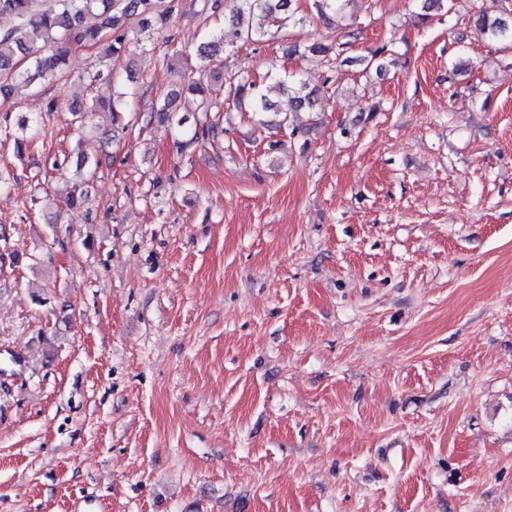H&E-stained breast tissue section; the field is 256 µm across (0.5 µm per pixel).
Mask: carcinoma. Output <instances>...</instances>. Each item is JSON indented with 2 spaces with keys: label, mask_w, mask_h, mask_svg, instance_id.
Returning <instances> with one entry per match:
<instances>
[{
  "label": "carcinoma",
  "mask_w": 512,
  "mask_h": 512,
  "mask_svg": "<svg viewBox=\"0 0 512 512\" xmlns=\"http://www.w3.org/2000/svg\"><path fill=\"white\" fill-rule=\"evenodd\" d=\"M35 0H0V13H11L26 23L5 32H0V75L7 80L6 87L17 81L24 87L39 84L51 77L65 59L69 41L88 45L105 42L108 51L120 52L135 37L145 52L152 51L154 34L168 25L177 3L175 0H54L47 9L32 12ZM293 0H232L229 20L239 25L237 35L245 43H259L264 37L277 33L291 25H304L306 15H296ZM316 16L327 19L329 14L343 9L345 0H309ZM96 15L97 26H88L85 18ZM476 24L482 34L498 41L512 44V23L500 17H490L485 10L479 11ZM225 52L222 36L201 45L200 58L214 61ZM88 87L113 84L112 74L92 67L80 78ZM286 91L292 96L296 107L310 106L314 91L295 74L271 73L265 81L256 82L241 74L224 71L223 63L211 69L210 83L203 84L192 77L181 75L162 105L155 109L158 124L164 129H180L188 118L177 115L173 106L183 94L190 93L199 100V111L214 119L194 131L193 136L183 142L189 147L200 138L216 136L224 132V103L217 100L219 92L239 104L247 101L256 114L276 111L270 98L273 91Z\"/></svg>",
  "instance_id": "obj_1"
}]
</instances>
